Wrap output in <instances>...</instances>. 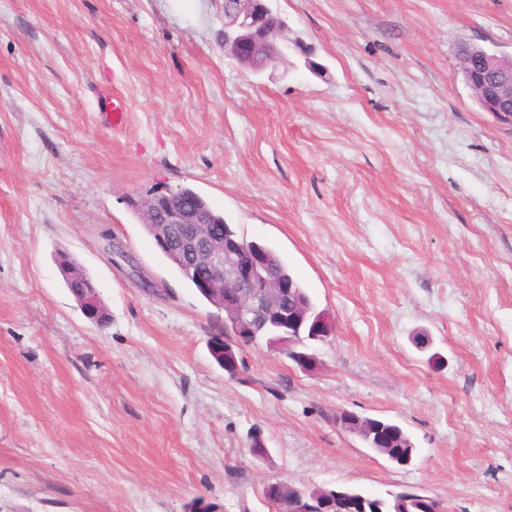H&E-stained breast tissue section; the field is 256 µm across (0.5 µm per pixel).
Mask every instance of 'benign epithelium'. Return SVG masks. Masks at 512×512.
<instances>
[{
    "mask_svg": "<svg viewBox=\"0 0 512 512\" xmlns=\"http://www.w3.org/2000/svg\"><path fill=\"white\" fill-rule=\"evenodd\" d=\"M224 54L254 74L275 68L285 58L287 26L266 0H223ZM463 79L479 107L499 123L512 127V54H497L473 44L462 47ZM146 223L152 225L157 247L167 259L195 277L200 290L224 312L223 331L212 337L211 350L224 358L226 373L234 377L239 361L234 347L256 343L255 325L271 327L269 343L288 352V358L310 368L316 358L302 347V337L322 341L332 334V324L322 313H311L301 303L283 317L290 290L288 282L274 274L281 258L262 245L232 234L217 233L210 210L183 199L177 189L158 192L141 204ZM85 316L103 323L107 310L92 282L73 292ZM336 425L364 433L356 414L336 413ZM341 489L308 500L295 493L280 512H333Z\"/></svg>",
    "mask_w": 512,
    "mask_h": 512,
    "instance_id": "7a95c632",
    "label": "benign epithelium"
}]
</instances>
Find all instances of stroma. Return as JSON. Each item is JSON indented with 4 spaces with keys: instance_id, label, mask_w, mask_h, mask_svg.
I'll list each match as a JSON object with an SVG mask.
<instances>
[{
    "instance_id": "stroma-1",
    "label": "stroma",
    "mask_w": 512,
    "mask_h": 512,
    "mask_svg": "<svg viewBox=\"0 0 512 512\" xmlns=\"http://www.w3.org/2000/svg\"><path fill=\"white\" fill-rule=\"evenodd\" d=\"M274 6L313 66L225 57L223 0H0V512H272L275 481L512 512V129L459 60L512 53V0ZM180 186L330 320L314 369L262 342L215 362L223 314L132 206ZM342 410L401 426L413 464ZM86 288H76V291H72L73 295L77 299L79 305H81L85 316L96 322L103 323L107 319V310L102 303L97 288L93 282L87 281Z\"/></svg>"
}]
</instances>
